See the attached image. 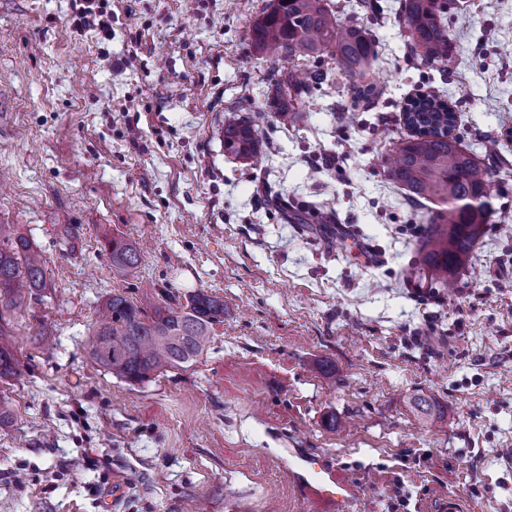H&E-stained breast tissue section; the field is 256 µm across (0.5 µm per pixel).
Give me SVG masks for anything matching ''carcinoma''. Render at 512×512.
I'll return each mask as SVG.
<instances>
[{"label": "carcinoma", "instance_id": "cac0c4a2", "mask_svg": "<svg viewBox=\"0 0 512 512\" xmlns=\"http://www.w3.org/2000/svg\"><path fill=\"white\" fill-rule=\"evenodd\" d=\"M448 0H403L402 20L413 58L426 66L448 64L452 38L442 21ZM255 48L270 60L310 61L329 55L336 67L358 84L368 79L379 61L378 44L360 27L340 23L330 0H269L253 22ZM299 78L282 72L270 102L283 125L300 120L304 96L326 81L327 73L305 66ZM400 121L408 130L388 159L387 171L413 202L431 203L422 212L426 225L423 263L434 280L448 277L470 254L488 223L493 177L512 176L505 146L491 140L485 146L493 164H482L477 153L464 150L452 136L456 116L448 101L429 93L407 99ZM260 125L231 107L224 115V150L250 160L260 153ZM112 267L123 272L138 268L136 245L115 237L108 242ZM48 287L44 260L15 224H0V382L17 375L6 311L19 307L25 292ZM224 319V301L204 290L186 296L173 307L156 304L151 310L115 290L102 303V317L93 330L89 355L112 376L142 383L151 375L184 369L207 351L213 325Z\"/></svg>", "mask_w": 512, "mask_h": 512}]
</instances>
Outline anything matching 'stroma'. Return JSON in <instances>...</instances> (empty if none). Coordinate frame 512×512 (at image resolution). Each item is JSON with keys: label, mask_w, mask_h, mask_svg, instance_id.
Listing matches in <instances>:
<instances>
[{"label": "stroma", "mask_w": 512, "mask_h": 512, "mask_svg": "<svg viewBox=\"0 0 512 512\" xmlns=\"http://www.w3.org/2000/svg\"><path fill=\"white\" fill-rule=\"evenodd\" d=\"M267 2L112 0L106 36L74 0H0V224L48 279L12 317L0 512H323L301 456L348 484L339 512H512V178L448 292L407 279L417 207L384 165L418 92L464 147L512 127V0H451L444 68L407 54L400 0H333L381 46L377 109L327 57L294 126L268 109L286 66L251 40ZM235 104L262 115L259 161L224 151ZM115 289L145 308L203 289L224 320L196 364L130 384L87 349ZM112 266L123 272H133L138 268L140 252L136 245L119 237L108 242Z\"/></svg>", "instance_id": "obj_1"}]
</instances>
